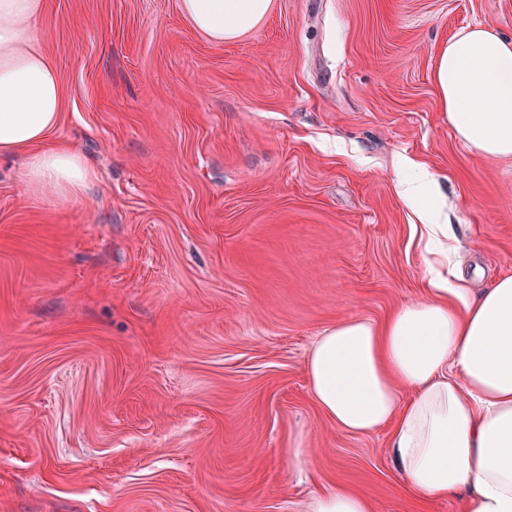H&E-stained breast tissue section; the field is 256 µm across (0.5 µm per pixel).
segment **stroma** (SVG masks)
<instances>
[{
    "mask_svg": "<svg viewBox=\"0 0 512 512\" xmlns=\"http://www.w3.org/2000/svg\"><path fill=\"white\" fill-rule=\"evenodd\" d=\"M475 22L512 38V0H273L224 42L179 0H47L55 136L97 178L63 200L0 159V512H306L338 487L463 512L405 495L387 431L337 430L305 360L422 298L406 159L472 287L512 273V160L465 148L432 81Z\"/></svg>",
    "mask_w": 512,
    "mask_h": 512,
    "instance_id": "35a3bbf8",
    "label": "stroma"
}]
</instances>
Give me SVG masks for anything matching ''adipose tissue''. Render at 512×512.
Here are the masks:
<instances>
[{
	"label": "adipose tissue",
	"mask_w": 512,
	"mask_h": 512,
	"mask_svg": "<svg viewBox=\"0 0 512 512\" xmlns=\"http://www.w3.org/2000/svg\"><path fill=\"white\" fill-rule=\"evenodd\" d=\"M44 0H0V157L24 156L34 193L77 196L95 177L74 146L51 143L63 105L35 34ZM272 0H180L191 25L240 37ZM433 80L448 125L481 156L512 157V39L458 30ZM309 391L339 431H390L393 462L418 501L465 494V512H512V276L472 294L432 271L423 297L383 319L340 321L311 345Z\"/></svg>",
	"instance_id": "ef3b65f1"
}]
</instances>
